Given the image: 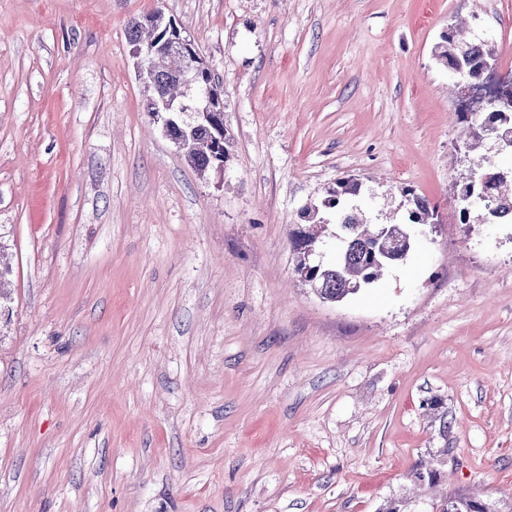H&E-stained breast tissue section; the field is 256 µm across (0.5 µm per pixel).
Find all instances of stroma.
Here are the masks:
<instances>
[{
  "label": "stroma",
  "mask_w": 512,
  "mask_h": 512,
  "mask_svg": "<svg viewBox=\"0 0 512 512\" xmlns=\"http://www.w3.org/2000/svg\"><path fill=\"white\" fill-rule=\"evenodd\" d=\"M220 84L198 173L146 108L132 21ZM512 74V0H0V512H512V223H462L451 24ZM435 207L339 302L292 234L338 179ZM434 482L415 477L416 465ZM474 499L469 496L459 495L436 504L433 512H490L489 508L483 504L482 509H474ZM474 510V511H471Z\"/></svg>",
  "instance_id": "obj_1"
}]
</instances>
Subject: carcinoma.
Wrapping results in <instances>:
<instances>
[{"instance_id": "1", "label": "carcinoma", "mask_w": 512, "mask_h": 512, "mask_svg": "<svg viewBox=\"0 0 512 512\" xmlns=\"http://www.w3.org/2000/svg\"><path fill=\"white\" fill-rule=\"evenodd\" d=\"M152 25L145 30L139 23L129 25L127 32L129 43L134 51L145 50L149 41L160 32L171 35L177 26L165 17L160 10L150 15ZM436 60L450 66L458 74L471 73L477 78L481 75L478 68L484 62L495 60L494 52L484 45L458 42L453 35L446 34L434 47ZM153 67L157 85L186 107L192 108L195 102L188 90L176 84L177 75L186 71L191 61L184 51H174L159 59L147 61ZM491 122L498 133L512 142V94L508 101L497 103L489 108L483 122L468 126L465 147L474 151L488 141L484 133V123ZM224 126V115L214 116L212 124H199L194 119L179 117L168 126L167 136L183 153L187 162L198 172L204 173L216 164L218 133ZM361 192V183L355 178H343L326 191L321 205L305 210L304 217L309 224L295 232L294 248L298 253L296 269L306 270L311 266L309 247L317 248L322 243V235L330 222L320 212L336 214L335 230L331 235L343 239L336 260L320 264L309 275L310 282L323 294V298L336 302L356 293L362 286L375 282L383 270L394 264L391 255L399 248L407 246L405 234L414 224L435 223V208L429 201L414 193L411 189L401 190L408 206V217L404 223L382 224L375 226L364 216L358 205L354 204ZM474 193L481 203V222L496 224L506 214H512V165L504 167L486 159V165H477L468 170V174L458 184L457 198ZM474 499L459 495L448 498L433 507V512H490L488 507L473 509Z\"/></svg>"}]
</instances>
